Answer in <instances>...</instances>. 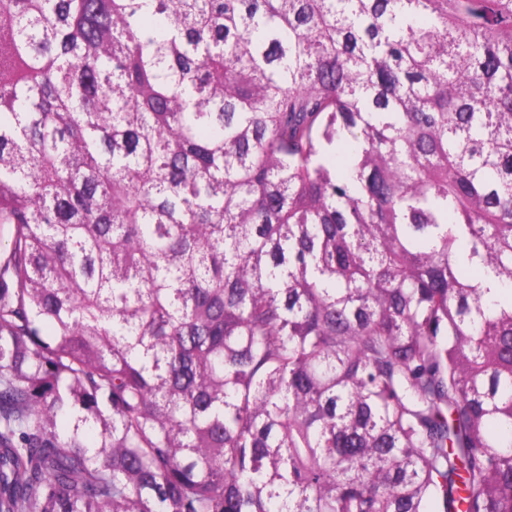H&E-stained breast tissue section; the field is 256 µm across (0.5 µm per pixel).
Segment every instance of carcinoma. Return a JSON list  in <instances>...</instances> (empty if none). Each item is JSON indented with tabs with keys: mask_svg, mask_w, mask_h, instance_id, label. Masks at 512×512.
<instances>
[{
	"mask_svg": "<svg viewBox=\"0 0 512 512\" xmlns=\"http://www.w3.org/2000/svg\"><path fill=\"white\" fill-rule=\"evenodd\" d=\"M0 512H512V0H0Z\"/></svg>",
	"mask_w": 512,
	"mask_h": 512,
	"instance_id": "1",
	"label": "carcinoma"
}]
</instances>
